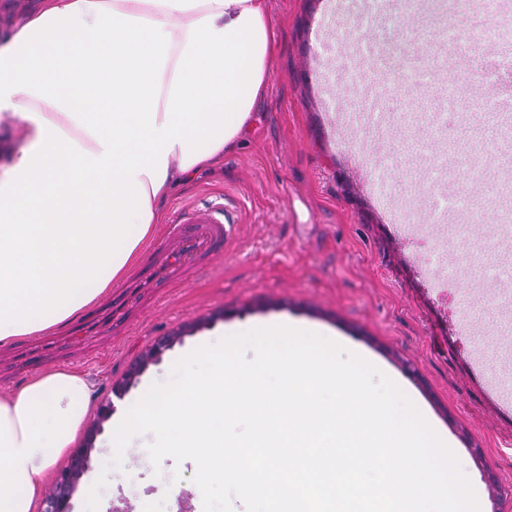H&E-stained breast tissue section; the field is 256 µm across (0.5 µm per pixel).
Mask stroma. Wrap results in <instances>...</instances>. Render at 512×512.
Here are the masks:
<instances>
[{"instance_id": "obj_1", "label": "stroma", "mask_w": 512, "mask_h": 512, "mask_svg": "<svg viewBox=\"0 0 512 512\" xmlns=\"http://www.w3.org/2000/svg\"><path fill=\"white\" fill-rule=\"evenodd\" d=\"M278 39L266 90L252 125L222 165L203 170L174 188L165 216L180 206L223 198L237 231L213 273L171 288L120 336H62L52 331L32 343L0 345V393L44 371L46 356L61 367L88 372L98 405L120 408L114 394L130 367L159 339L174 342L147 366L139 382H163L177 351L201 339H218L228 327L247 331L267 319L288 318L331 335L345 349L367 353L415 404L424 418L447 432L452 450L484 512H512V412L485 394L487 380L512 391V370L489 358L485 371L471 368V343L463 325L492 323L491 304L456 296L448 300L430 284L437 267L431 243L403 240L373 199L365 173H383L386 194L402 202L406 172L398 150L378 149L367 131L348 132L343 115L355 110L363 86L360 36L391 39L397 27L381 0H268ZM477 181L444 180L430 169L424 201L410 218L429 224L428 196L455 211ZM111 418L94 415L99 432L91 465L70 500V512H86L85 488L106 475L98 512H179L180 489L193 488L190 462L165 458L148 466L152 434L134 436L127 460L103 465L115 450Z\"/></svg>"}]
</instances>
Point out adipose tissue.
I'll list each match as a JSON object with an SVG mask.
<instances>
[{
    "label": "adipose tissue",
    "instance_id": "ef3b65f1",
    "mask_svg": "<svg viewBox=\"0 0 512 512\" xmlns=\"http://www.w3.org/2000/svg\"><path fill=\"white\" fill-rule=\"evenodd\" d=\"M268 0H41L0 42V344L94 306L140 259L171 188L248 131L269 78ZM96 384L39 372L0 394V512H41Z\"/></svg>",
    "mask_w": 512,
    "mask_h": 512
}]
</instances>
